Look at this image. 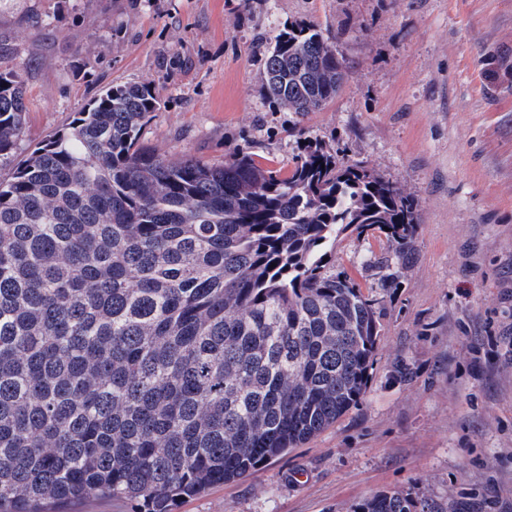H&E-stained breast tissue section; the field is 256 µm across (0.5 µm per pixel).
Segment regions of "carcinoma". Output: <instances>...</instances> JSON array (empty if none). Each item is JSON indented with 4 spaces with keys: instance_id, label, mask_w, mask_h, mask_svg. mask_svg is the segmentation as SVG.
I'll list each match as a JSON object with an SVG mask.
<instances>
[{
    "instance_id": "1",
    "label": "carcinoma",
    "mask_w": 512,
    "mask_h": 512,
    "mask_svg": "<svg viewBox=\"0 0 512 512\" xmlns=\"http://www.w3.org/2000/svg\"><path fill=\"white\" fill-rule=\"evenodd\" d=\"M24 72L0 68V512H172L363 399L377 299L336 271V241L376 233L406 263L405 186L309 135L286 164L171 159L142 142L149 83L102 89L25 152ZM347 75L335 41L290 23L263 87L304 117ZM415 508L382 492L356 512ZM67 512H137L128 500L88 499L65 506Z\"/></svg>"
}]
</instances>
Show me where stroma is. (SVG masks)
Returning <instances> with one entry per match:
<instances>
[{"mask_svg":"<svg viewBox=\"0 0 512 512\" xmlns=\"http://www.w3.org/2000/svg\"><path fill=\"white\" fill-rule=\"evenodd\" d=\"M295 20L336 37L352 72L304 118L262 91L264 54ZM0 44L27 66L22 147L102 88L148 81L160 108L142 139L159 153L285 162L304 130L418 205L398 287L372 265L385 239L336 243L337 268L378 300L364 398L173 512H355L385 491L430 512H512V77L486 75L512 55V0H0Z\"/></svg>","mask_w":512,"mask_h":512,"instance_id":"35a3bbf8","label":"stroma"}]
</instances>
